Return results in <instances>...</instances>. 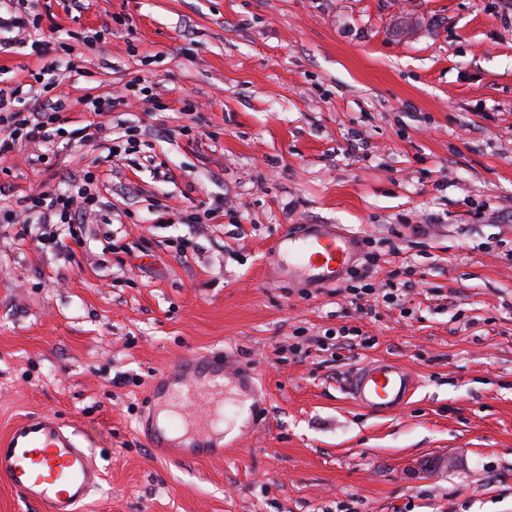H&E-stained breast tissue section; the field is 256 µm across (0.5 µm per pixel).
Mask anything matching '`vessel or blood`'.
<instances>
[{"label": "vessel or blood", "instance_id": "vessel-or-blood-1", "mask_svg": "<svg viewBox=\"0 0 512 512\" xmlns=\"http://www.w3.org/2000/svg\"><path fill=\"white\" fill-rule=\"evenodd\" d=\"M290 264L331 282L350 258V238L337 231H285L278 242ZM223 368L207 359L185 355L155 382L156 397L177 399L191 406L182 425L159 422L148 415L141 422L151 447L197 455L215 454L222 438L224 389L215 380ZM416 377L393 360H373L351 375L348 395L358 407L376 414L401 410L413 394ZM0 479L24 500L42 504L46 512H79L98 488L102 472L77 431L42 414L15 424L0 439Z\"/></svg>", "mask_w": 512, "mask_h": 512}]
</instances>
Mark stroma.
<instances>
[{
	"label": "stroma",
	"instance_id": "35a3bbf8",
	"mask_svg": "<svg viewBox=\"0 0 512 512\" xmlns=\"http://www.w3.org/2000/svg\"><path fill=\"white\" fill-rule=\"evenodd\" d=\"M35 11L53 50L1 30L0 82L55 61L69 124L104 130L0 161V437L40 414L77 430L104 472L81 512H512V0ZM75 33L106 45L63 51ZM136 76L151 99L89 112ZM86 170L82 223L24 203ZM290 224L368 241L371 277L282 274ZM191 352L224 358L220 458L163 456L139 434L154 378ZM376 359L417 379L386 416L344 392Z\"/></svg>",
	"mask_w": 512,
	"mask_h": 512
}]
</instances>
